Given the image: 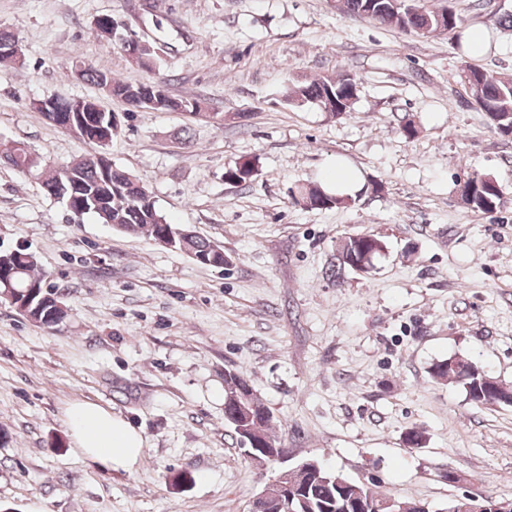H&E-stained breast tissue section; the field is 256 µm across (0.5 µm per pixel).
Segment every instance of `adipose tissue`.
Returning <instances> with one entry per match:
<instances>
[{
  "instance_id": "obj_1",
  "label": "adipose tissue",
  "mask_w": 512,
  "mask_h": 512,
  "mask_svg": "<svg viewBox=\"0 0 512 512\" xmlns=\"http://www.w3.org/2000/svg\"><path fill=\"white\" fill-rule=\"evenodd\" d=\"M67 423L79 454L110 469H132L143 445L142 435L123 417L99 405L80 402L68 411Z\"/></svg>"
}]
</instances>
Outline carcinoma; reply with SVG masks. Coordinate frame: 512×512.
<instances>
[{
  "mask_svg": "<svg viewBox=\"0 0 512 512\" xmlns=\"http://www.w3.org/2000/svg\"><path fill=\"white\" fill-rule=\"evenodd\" d=\"M454 2L455 0H445V5L437 10L425 8L420 11L417 5L407 2L391 9L389 0H336V9L423 38L437 30L452 38H458L462 19ZM457 77L473 98L481 102L488 120L498 133L512 137V75H493L470 63H464L458 69ZM85 81L96 86L100 94L95 98L84 99L82 103L84 107L101 114L109 112L106 101L114 97L123 99L134 109L184 112L193 117L205 110L204 103L198 98H175L169 95L163 77L133 84L87 65ZM357 98L356 80L351 74L342 71L294 86L288 101L295 104H313L336 117L351 111ZM71 176L74 201H80L91 191L101 197L102 204L97 209L86 211V214L95 217L99 222L123 224L129 233L146 235L153 240L162 231L173 228L155 202L145 199L147 189L132 183L127 171L115 166L105 182L96 166L80 159L72 163ZM290 194L294 204L309 209L338 206L349 200L347 195L327 193L317 186L298 187L290 191ZM463 201L481 213H493L504 204L498 182L489 175L479 174L465 181ZM210 246V241L195 235L183 239L174 248L185 254H206L209 266L224 267L223 256L214 253ZM383 249V241L373 234L351 243L337 252L332 274L351 268L350 257L353 253L358 261L368 266L372 258ZM3 279L10 280L20 297L31 299V321L51 326L63 320L64 312L56 306L60 297L56 291L44 288V276L37 272L36 263L14 256L0 265V290L3 289ZM431 374L438 380L460 384L469 399L475 403H500L492 386L483 380L482 372L464 358L451 356L443 359L432 366ZM389 498L391 495L388 493L353 482L321 465L308 478L306 491L300 497L287 503H272L267 512H419L417 501L398 497L394 498L393 505L383 506Z\"/></svg>",
  "mask_w": 512,
  "mask_h": 512,
  "instance_id": "1",
  "label": "carcinoma"
}]
</instances>
